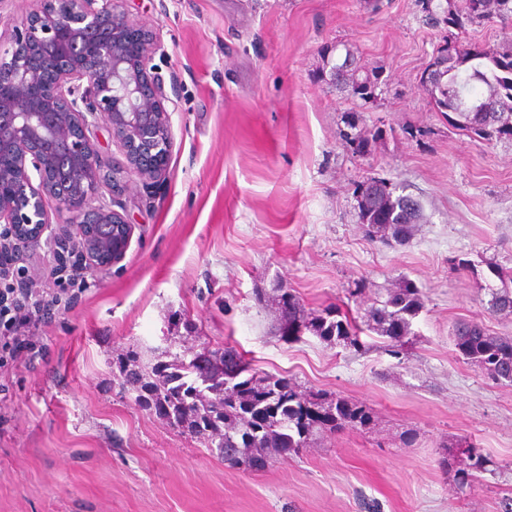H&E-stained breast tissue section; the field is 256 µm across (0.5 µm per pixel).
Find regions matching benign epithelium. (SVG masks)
Segmentation results:
<instances>
[{
    "mask_svg": "<svg viewBox=\"0 0 512 512\" xmlns=\"http://www.w3.org/2000/svg\"><path fill=\"white\" fill-rule=\"evenodd\" d=\"M0 33V223L21 248L41 245L52 201L93 266L124 258L134 227L121 212L125 174L155 182L172 147L168 96L150 65L156 33L130 21L125 0H37ZM105 123L123 153L118 168L92 127ZM112 201H103V191Z\"/></svg>",
    "mask_w": 512,
    "mask_h": 512,
    "instance_id": "1",
    "label": "benign epithelium"
}]
</instances>
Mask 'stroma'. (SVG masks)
Returning <instances> with one entry per match:
<instances>
[{
	"label": "stroma",
	"instance_id": "1",
	"mask_svg": "<svg viewBox=\"0 0 512 512\" xmlns=\"http://www.w3.org/2000/svg\"><path fill=\"white\" fill-rule=\"evenodd\" d=\"M157 32L174 85L168 170L129 179L124 259L47 329L45 359L19 365L0 413V512H506L512 386L458 356L457 321L512 336L490 315L495 268L512 270V138L452 128L421 75L448 36L447 0H125ZM460 48L512 45V22L478 20ZM350 52L378 76L357 105L324 61ZM366 130L364 154L342 134ZM419 199L408 241L368 240L357 184ZM468 260L462 270L458 260ZM423 306L400 355L385 337L352 349L304 332L280 340L278 295L365 323L402 281ZM229 347L302 390L365 406L368 428L317 434L257 470L228 467L203 436L140 407L129 363ZM488 458L458 489L444 446Z\"/></svg>",
	"mask_w": 512,
	"mask_h": 512
}]
</instances>
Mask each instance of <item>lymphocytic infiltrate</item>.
<instances>
[{
  "instance_id": "obj_1",
  "label": "lymphocytic infiltrate",
  "mask_w": 512,
  "mask_h": 512,
  "mask_svg": "<svg viewBox=\"0 0 512 512\" xmlns=\"http://www.w3.org/2000/svg\"><path fill=\"white\" fill-rule=\"evenodd\" d=\"M81 244L57 241L48 266L35 270L12 225H0V374L44 358L42 331L53 310H69L87 291Z\"/></svg>"
}]
</instances>
